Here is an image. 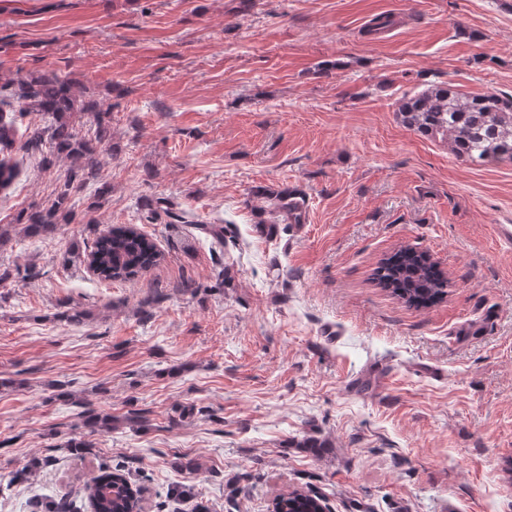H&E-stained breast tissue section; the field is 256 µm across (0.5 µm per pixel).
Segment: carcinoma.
<instances>
[{
  "label": "carcinoma",
  "mask_w": 512,
  "mask_h": 512,
  "mask_svg": "<svg viewBox=\"0 0 512 512\" xmlns=\"http://www.w3.org/2000/svg\"><path fill=\"white\" fill-rule=\"evenodd\" d=\"M13 96L25 110L51 116L48 126L25 129L24 147L39 151L48 145L50 157L68 162L67 178L50 205L23 211L17 217L29 237L55 233L59 225L74 220L69 207L71 194L100 178L99 146L112 141L110 112L93 99L83 100L69 83L55 73L20 77L14 81ZM89 112L96 124L92 140L79 136L69 114ZM407 128L430 138L449 142L457 158L483 166L512 162V95L497 91L466 95L445 84L431 85L421 93L403 99L397 111ZM16 118L0 113V191L9 189L19 175L17 162L7 154L15 143ZM268 214L274 222L299 224L305 214V200L281 190L267 194ZM163 259L156 243L135 225L108 226L95 230L86 263L101 281L132 280L160 264ZM377 284L410 307L429 308L448 294V278L426 252L402 247L382 259L376 269ZM82 426L89 433L108 432L114 427L109 414L84 412ZM92 512H142L143 489L133 484L122 463L106 464L83 486ZM38 512H78L71 499L36 501ZM271 512H328L326 497L310 488L293 487L277 495Z\"/></svg>",
  "instance_id": "cac0c4a2"
}]
</instances>
